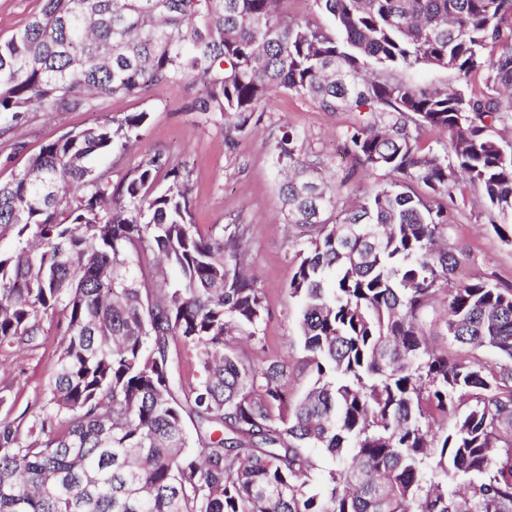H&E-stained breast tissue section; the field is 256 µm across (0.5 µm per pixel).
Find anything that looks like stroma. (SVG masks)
<instances>
[{"label":"stroma","mask_w":512,"mask_h":512,"mask_svg":"<svg viewBox=\"0 0 512 512\" xmlns=\"http://www.w3.org/2000/svg\"><path fill=\"white\" fill-rule=\"evenodd\" d=\"M204 91L199 82L182 88L154 86L137 97L98 100L90 111L31 112L10 129L0 116V128L6 130L0 135V180L23 170L42 145L68 130L94 126L107 116L148 113L136 146L124 154L113 153L114 167L125 174L155 152L169 154L189 175L193 220L202 233H219L226 224L245 227L248 261L269 309L261 331L264 347L249 345L245 351L256 358L264 353L285 359L299 357V304L289 298L286 286L307 231L284 220L273 138L279 125H293L308 135L313 151L330 173L350 175L347 187L336 198V208L341 211L383 179L382 173L356 166L345 152L347 134L371 120L372 115L347 108L324 112L309 100L283 93L271 111L262 113L257 127L237 135L230 144L224 140V116L216 113L204 117L188 109ZM16 142L22 144V151L7 155L6 145ZM454 196L455 222L449 225L445 238L458 259L456 280L480 279L512 286V242L502 241L487 224L476 190L463 184ZM45 330V343L36 347L0 344V418L27 424L38 414L59 342L53 325H46Z\"/></svg>","instance_id":"1"}]
</instances>
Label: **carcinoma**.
Masks as SVG:
<instances>
[{"label": "carcinoma", "mask_w": 512, "mask_h": 512, "mask_svg": "<svg viewBox=\"0 0 512 512\" xmlns=\"http://www.w3.org/2000/svg\"><path fill=\"white\" fill-rule=\"evenodd\" d=\"M281 2L41 0L0 40L14 120L199 80L190 111L233 116L232 141L288 92L382 114L347 144L386 176L339 218L306 134L279 127L286 220L313 231L288 282L295 368L239 347L263 342L268 314L245 230L201 234L188 174L161 152L113 179L148 113L67 131L0 182V236L15 240L0 343L33 344L46 320L61 332L39 414L0 419V512H512V289L455 282L444 243L462 178L512 241V141L497 131L512 122V0H315L334 33ZM416 65L457 85L398 76ZM424 128L443 150H425ZM439 296L450 343L499 365L429 345ZM182 351L203 357L193 379ZM296 368L312 378L299 397ZM398 75L410 83L432 88L445 89L456 84L453 72L428 66L405 68Z\"/></svg>", "instance_id": "1"}]
</instances>
